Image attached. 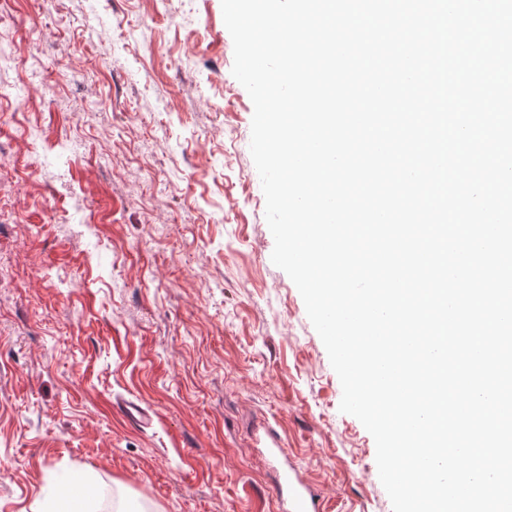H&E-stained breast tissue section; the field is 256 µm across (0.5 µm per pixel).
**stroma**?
Masks as SVG:
<instances>
[{
    "instance_id": "35a3bbf8",
    "label": "stroma",
    "mask_w": 512,
    "mask_h": 512,
    "mask_svg": "<svg viewBox=\"0 0 512 512\" xmlns=\"http://www.w3.org/2000/svg\"><path fill=\"white\" fill-rule=\"evenodd\" d=\"M0 97V512H278L263 428L329 512H393L373 437L271 255L221 0H12ZM86 143L70 152L59 130ZM54 180L45 198L42 180ZM86 206L85 224L73 215ZM154 415L132 426L120 407ZM85 496L73 488L60 487L57 496L46 500L43 512H89Z\"/></svg>"
}]
</instances>
